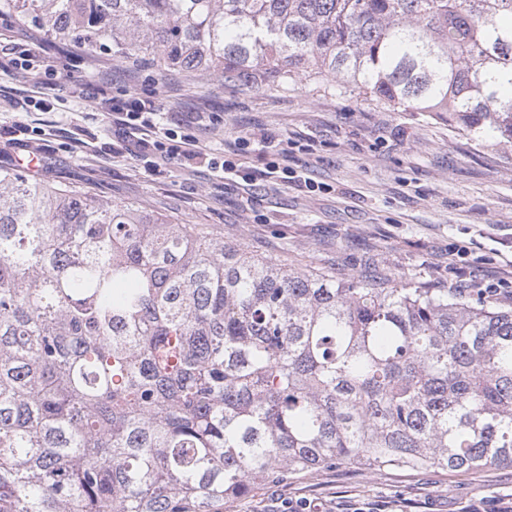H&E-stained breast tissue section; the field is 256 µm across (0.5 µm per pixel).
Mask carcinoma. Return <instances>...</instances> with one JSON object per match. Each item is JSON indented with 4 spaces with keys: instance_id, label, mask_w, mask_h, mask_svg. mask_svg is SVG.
I'll return each mask as SVG.
<instances>
[{
    "instance_id": "1",
    "label": "carcinoma",
    "mask_w": 512,
    "mask_h": 512,
    "mask_svg": "<svg viewBox=\"0 0 512 512\" xmlns=\"http://www.w3.org/2000/svg\"><path fill=\"white\" fill-rule=\"evenodd\" d=\"M60 42L512 140V0H3ZM340 463L512 467V310L291 267L0 168V512H224Z\"/></svg>"
}]
</instances>
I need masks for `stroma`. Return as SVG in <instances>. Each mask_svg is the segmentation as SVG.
Listing matches in <instances>:
<instances>
[{
  "label": "stroma",
  "mask_w": 512,
  "mask_h": 512,
  "mask_svg": "<svg viewBox=\"0 0 512 512\" xmlns=\"http://www.w3.org/2000/svg\"><path fill=\"white\" fill-rule=\"evenodd\" d=\"M0 42L30 50L40 72L0 75V166L35 155L37 181L132 203L175 224L223 230L248 250L340 278L374 270L428 288L490 290L512 309V142L472 139L447 114L396 112L334 84L228 86L118 61L72 45L51 47L35 28L0 18ZM34 104L20 106L28 92ZM155 97L158 124L194 140L207 161L183 167L134 156L94 98ZM244 173L287 162L291 180L252 190L211 159ZM306 499L323 512H467L512 496V468L466 472L341 464L256 486L224 512H272L271 498Z\"/></svg>",
  "instance_id": "35a3bbf8"
}]
</instances>
